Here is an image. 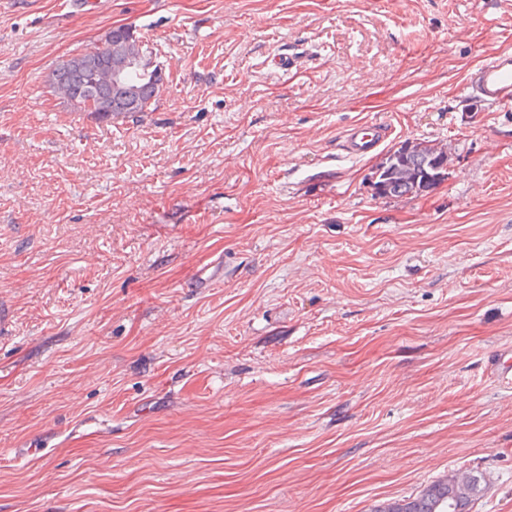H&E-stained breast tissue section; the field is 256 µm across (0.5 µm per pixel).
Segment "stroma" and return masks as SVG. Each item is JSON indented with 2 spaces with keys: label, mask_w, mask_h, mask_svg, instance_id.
Returning a JSON list of instances; mask_svg holds the SVG:
<instances>
[{
  "label": "stroma",
  "mask_w": 512,
  "mask_h": 512,
  "mask_svg": "<svg viewBox=\"0 0 512 512\" xmlns=\"http://www.w3.org/2000/svg\"><path fill=\"white\" fill-rule=\"evenodd\" d=\"M0 0V512H512V112L462 93L512 0ZM126 25L153 111L76 124ZM304 53L300 69L272 57ZM393 128L345 156L355 121ZM442 146L417 198L367 178ZM132 29L126 26H118L112 29V35L120 34L126 30ZM106 36L104 40H108V47L112 42V53L120 52L125 53L126 61L137 60L136 51L133 45L136 43V35L124 34L121 37ZM137 38L142 43V60L139 64H135L133 68L127 66L124 59H112V53L107 51H94L95 48H85L78 51L76 54L70 55L68 58L58 62L55 67L47 75V87L50 89V84L57 83L63 85L68 90L69 98H59L62 102L69 106L71 109L77 111L72 112L74 120L86 122L105 121L110 124H118L119 121L124 119L129 112L144 114L148 112L152 104H154L159 97V93L155 94V74L152 70L146 69L150 60L149 55L152 53L148 51V47L141 39ZM103 47V48H104ZM91 49V50H89ZM103 66H112L116 70L108 67L103 69L98 78L101 82L111 85L112 87L99 84L95 81V74ZM117 69H124L127 76L128 83L134 87V98L132 101L122 97L123 93L130 95L131 89L125 84L122 71ZM115 89L118 94L113 92ZM99 101L109 102L112 110L117 112H87L84 107L96 104ZM136 103V106H130ZM125 112V113H121ZM407 142L389 151L372 171L369 184L375 198L418 197L445 180L442 151L422 142ZM480 482L481 477L473 474L460 481L448 478L434 481L416 497L378 505L372 512H470Z\"/></svg>",
  "instance_id": "1"
}]
</instances>
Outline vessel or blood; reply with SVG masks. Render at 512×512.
I'll return each mask as SVG.
<instances>
[{
    "label": "vessel or blood",
    "mask_w": 512,
    "mask_h": 512,
    "mask_svg": "<svg viewBox=\"0 0 512 512\" xmlns=\"http://www.w3.org/2000/svg\"><path fill=\"white\" fill-rule=\"evenodd\" d=\"M463 92L489 108L502 112L511 111L512 52L497 53L480 63L468 76ZM392 133V127L383 122H356L343 137V151L350 158L367 156L382 146Z\"/></svg>",
    "instance_id": "obj_1"
}]
</instances>
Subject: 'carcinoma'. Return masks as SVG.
I'll return each mask as SVG.
<instances>
[{"instance_id":"cac0c4a2","label":"carcinoma","mask_w":512,"mask_h":512,"mask_svg":"<svg viewBox=\"0 0 512 512\" xmlns=\"http://www.w3.org/2000/svg\"><path fill=\"white\" fill-rule=\"evenodd\" d=\"M149 60L150 51L145 45L142 60L132 68L123 59H112L110 52L85 48L58 62L46 82L65 86L68 97L62 102L77 112L99 101H107L117 112L143 114L158 100L155 74L147 69ZM103 66L125 70L128 83L134 87L133 100L95 81V74ZM445 175L441 150L422 142L404 143L388 152L375 166L369 184L376 198H413L436 188L445 180ZM480 482L481 477L473 474L460 481L438 480L415 497L378 505L372 512H471L470 504L480 491Z\"/></svg>"}]
</instances>
